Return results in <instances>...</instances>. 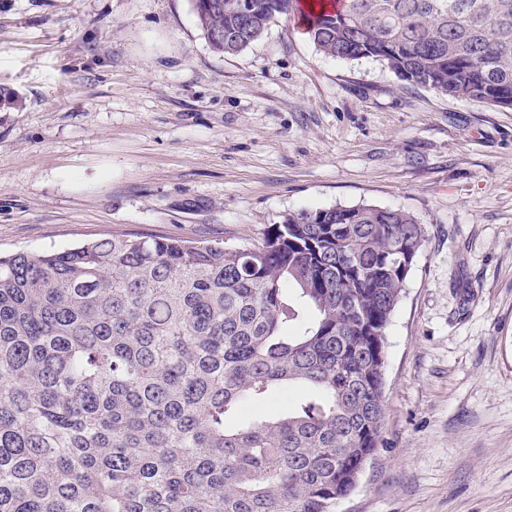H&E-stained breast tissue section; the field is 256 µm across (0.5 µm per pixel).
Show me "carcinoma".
I'll return each instance as SVG.
<instances>
[{
  "label": "carcinoma",
  "mask_w": 512,
  "mask_h": 512,
  "mask_svg": "<svg viewBox=\"0 0 512 512\" xmlns=\"http://www.w3.org/2000/svg\"><path fill=\"white\" fill-rule=\"evenodd\" d=\"M233 2L193 3L217 54L302 10ZM302 17L328 56L512 110V0ZM424 242L410 214L359 205L290 213L258 244L0 256V512H334L378 448L401 259Z\"/></svg>",
  "instance_id": "carcinoma-1"
}]
</instances>
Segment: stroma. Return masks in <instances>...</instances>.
<instances>
[{
	"instance_id": "stroma-1",
	"label": "stroma",
	"mask_w": 512,
	"mask_h": 512,
	"mask_svg": "<svg viewBox=\"0 0 512 512\" xmlns=\"http://www.w3.org/2000/svg\"><path fill=\"white\" fill-rule=\"evenodd\" d=\"M0 87L2 255L413 215L379 447L336 512H512V110L325 56L293 15L216 54L191 0H0Z\"/></svg>"
}]
</instances>
